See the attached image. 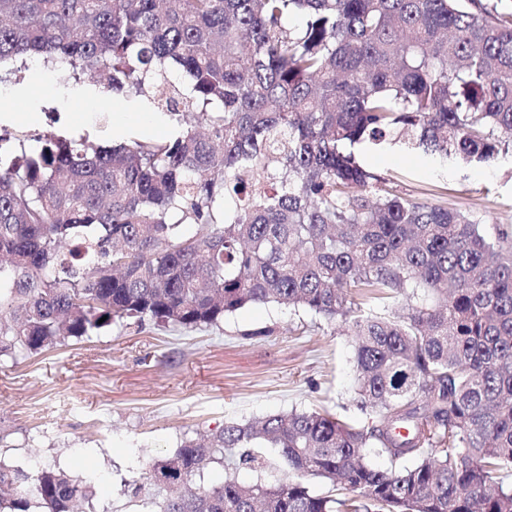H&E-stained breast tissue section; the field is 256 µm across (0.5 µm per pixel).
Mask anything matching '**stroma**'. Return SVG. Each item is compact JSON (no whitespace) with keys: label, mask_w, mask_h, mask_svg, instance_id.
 I'll return each instance as SVG.
<instances>
[{"label":"stroma","mask_w":512,"mask_h":512,"mask_svg":"<svg viewBox=\"0 0 512 512\" xmlns=\"http://www.w3.org/2000/svg\"><path fill=\"white\" fill-rule=\"evenodd\" d=\"M24 86L0 77V128L34 148L51 129L112 145L117 113L137 138L167 139L168 112L144 99L99 98V85L31 59ZM399 194L512 232V150L492 164L410 153L398 140L356 148ZM351 336L306 309L245 306L213 325L161 327L129 319L40 353L0 356V460L52 463L100 483L95 512H137L125 491L148 461L228 422L353 405Z\"/></svg>","instance_id":"stroma-1"}]
</instances>
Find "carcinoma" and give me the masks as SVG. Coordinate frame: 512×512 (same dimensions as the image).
<instances>
[{"mask_svg": "<svg viewBox=\"0 0 512 512\" xmlns=\"http://www.w3.org/2000/svg\"><path fill=\"white\" fill-rule=\"evenodd\" d=\"M508 7L0 0V71L60 60L193 118L112 147L47 131L28 151L0 135V355L269 303L353 336L366 424L328 409L226 423L127 483L144 512H512V235L395 193L354 153L392 134L465 163L511 146ZM266 448L283 477L238 482L268 467ZM369 448L390 467H372ZM211 463L218 486L198 481ZM309 476L334 493L313 494ZM94 497L93 479L0 460V512Z\"/></svg>", "mask_w": 512, "mask_h": 512, "instance_id": "obj_1", "label": "carcinoma"}]
</instances>
